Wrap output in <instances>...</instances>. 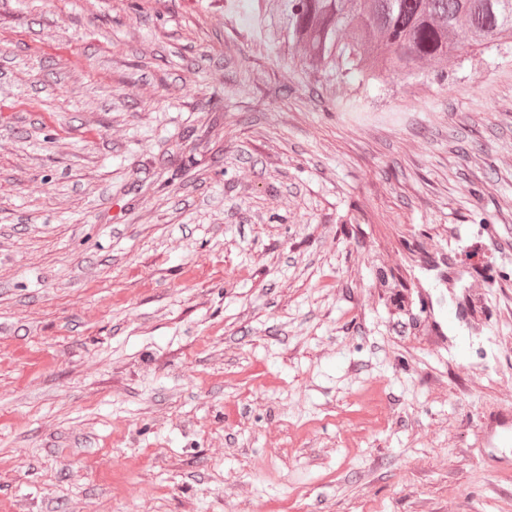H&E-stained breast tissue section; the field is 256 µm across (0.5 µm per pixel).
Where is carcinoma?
<instances>
[{
    "instance_id": "carcinoma-1",
    "label": "carcinoma",
    "mask_w": 512,
    "mask_h": 512,
    "mask_svg": "<svg viewBox=\"0 0 512 512\" xmlns=\"http://www.w3.org/2000/svg\"><path fill=\"white\" fill-rule=\"evenodd\" d=\"M254 30L286 34L316 72L356 64L375 79L449 63L461 47L512 42V0H241Z\"/></svg>"
}]
</instances>
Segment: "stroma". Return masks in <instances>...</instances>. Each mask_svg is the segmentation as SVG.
Here are the masks:
<instances>
[{
	"label": "stroma",
	"instance_id": "1",
	"mask_svg": "<svg viewBox=\"0 0 512 512\" xmlns=\"http://www.w3.org/2000/svg\"><path fill=\"white\" fill-rule=\"evenodd\" d=\"M510 405L511 43L0 0V512H512Z\"/></svg>",
	"mask_w": 512,
	"mask_h": 512
}]
</instances>
